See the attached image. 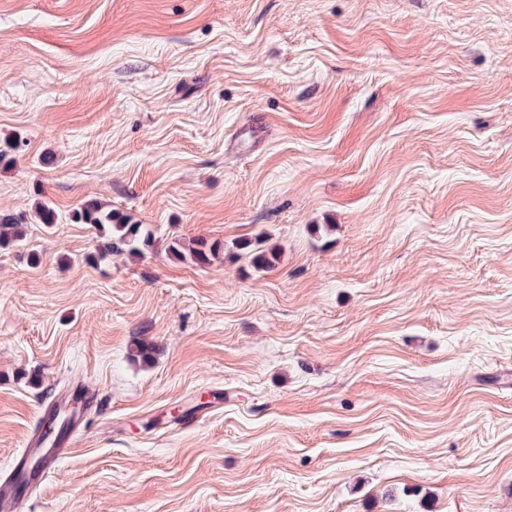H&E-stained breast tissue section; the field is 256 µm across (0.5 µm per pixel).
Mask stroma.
I'll list each match as a JSON object with an SVG mask.
<instances>
[{"mask_svg": "<svg viewBox=\"0 0 512 512\" xmlns=\"http://www.w3.org/2000/svg\"><path fill=\"white\" fill-rule=\"evenodd\" d=\"M8 138L0 482L92 393L20 512H512V0H0ZM71 220L76 224H88L101 235L108 232L109 243L104 248L103 256L114 251L136 258L153 243V233L148 225L132 224L129 217L107 209L92 199L75 209ZM26 219L20 214L0 213V249L8 248L24 239ZM221 251L224 252L223 241L203 237L189 241L187 244L179 239H173L167 248L170 257L181 261L190 259L200 266L210 264ZM236 248L239 250H246V254H250L251 266L257 272L268 271L275 266L277 261V250L276 248L268 249H255L251 248L252 243L249 241L237 242Z\"/></svg>", "mask_w": 512, "mask_h": 512, "instance_id": "stroma-1", "label": "stroma"}]
</instances>
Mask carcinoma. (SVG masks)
Listing matches in <instances>:
<instances>
[{
    "label": "carcinoma",
    "mask_w": 512,
    "mask_h": 512,
    "mask_svg": "<svg viewBox=\"0 0 512 512\" xmlns=\"http://www.w3.org/2000/svg\"><path fill=\"white\" fill-rule=\"evenodd\" d=\"M39 223L51 227L58 221L56 210L48 203L42 202L36 209ZM76 224H88L99 233L109 234V243L104 253H125L132 258L143 254L145 248L153 243V233L146 224H133L130 218L107 209L95 200L83 202L71 214ZM23 223L25 217L20 214L0 213V249L8 248L24 239ZM236 248L250 254L251 266L257 272L268 271L277 261L276 248L255 249L249 241L236 243ZM224 250V242L197 238L188 243L179 239L172 240L167 248L170 257L178 260L189 259L193 263L205 266Z\"/></svg>",
    "instance_id": "carcinoma-1"
}]
</instances>
